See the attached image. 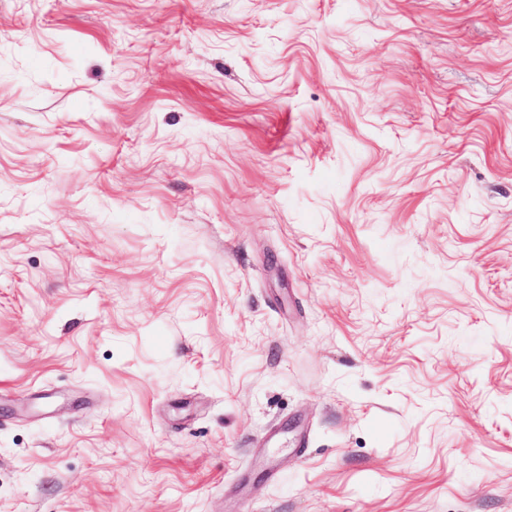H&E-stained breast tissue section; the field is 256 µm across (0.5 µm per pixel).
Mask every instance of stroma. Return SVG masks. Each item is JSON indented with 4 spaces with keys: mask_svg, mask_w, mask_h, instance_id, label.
I'll return each mask as SVG.
<instances>
[{
    "mask_svg": "<svg viewBox=\"0 0 512 512\" xmlns=\"http://www.w3.org/2000/svg\"><path fill=\"white\" fill-rule=\"evenodd\" d=\"M0 512H512V0H0Z\"/></svg>",
    "mask_w": 512,
    "mask_h": 512,
    "instance_id": "1",
    "label": "stroma"
}]
</instances>
